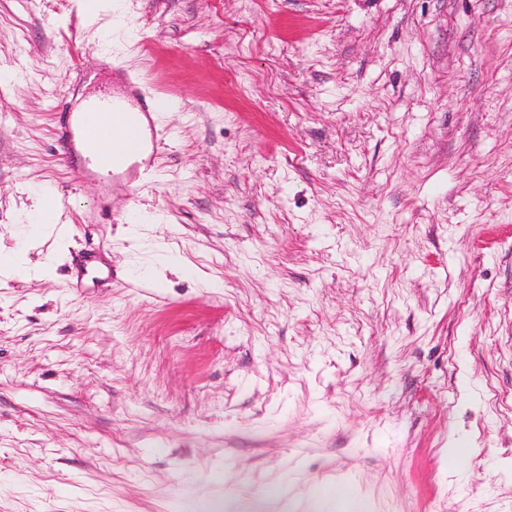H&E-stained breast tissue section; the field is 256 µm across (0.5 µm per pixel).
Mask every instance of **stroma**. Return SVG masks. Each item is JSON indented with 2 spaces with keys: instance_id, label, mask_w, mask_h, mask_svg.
Masks as SVG:
<instances>
[{
  "instance_id": "stroma-1",
  "label": "stroma",
  "mask_w": 512,
  "mask_h": 512,
  "mask_svg": "<svg viewBox=\"0 0 512 512\" xmlns=\"http://www.w3.org/2000/svg\"><path fill=\"white\" fill-rule=\"evenodd\" d=\"M116 64L136 192L55 139ZM18 251L0 512H512V0H0Z\"/></svg>"
}]
</instances>
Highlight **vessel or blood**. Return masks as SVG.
I'll use <instances>...</instances> for the list:
<instances>
[{
  "mask_svg": "<svg viewBox=\"0 0 512 512\" xmlns=\"http://www.w3.org/2000/svg\"><path fill=\"white\" fill-rule=\"evenodd\" d=\"M127 94L121 100L104 99L82 112L68 113L58 135L64 152H71L76 142L95 143L97 153L89 157L86 174L122 176L138 168V185L151 182V167H137L142 150L156 151L160 131L155 123L157 113L175 108L170 97L150 91L138 77H126Z\"/></svg>",
  "mask_w": 512,
  "mask_h": 512,
  "instance_id": "vessel-or-blood-1",
  "label": "vessel or blood"
}]
</instances>
